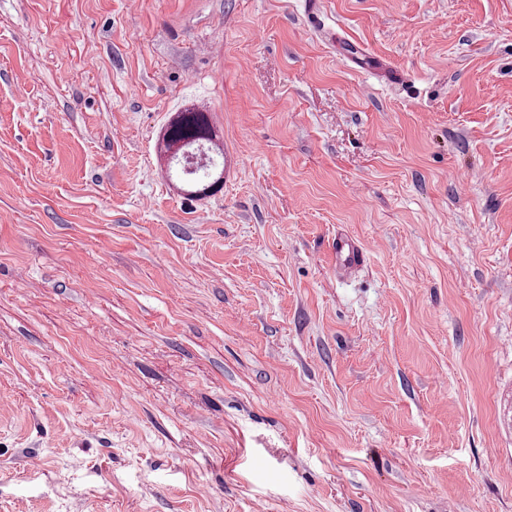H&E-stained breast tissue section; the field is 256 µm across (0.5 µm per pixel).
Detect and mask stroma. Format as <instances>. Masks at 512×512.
<instances>
[{
  "label": "stroma",
  "mask_w": 512,
  "mask_h": 512,
  "mask_svg": "<svg viewBox=\"0 0 512 512\" xmlns=\"http://www.w3.org/2000/svg\"><path fill=\"white\" fill-rule=\"evenodd\" d=\"M0 512H512V0H0ZM170 120L164 135V153L172 163L168 154L171 143H182L183 148H193L205 143L216 158H224V148L213 141V128L209 112L195 105L185 108ZM208 141V142H205ZM336 261L345 268L357 267L362 261L366 252L351 244L348 241H336Z\"/></svg>",
  "instance_id": "obj_1"
}]
</instances>
